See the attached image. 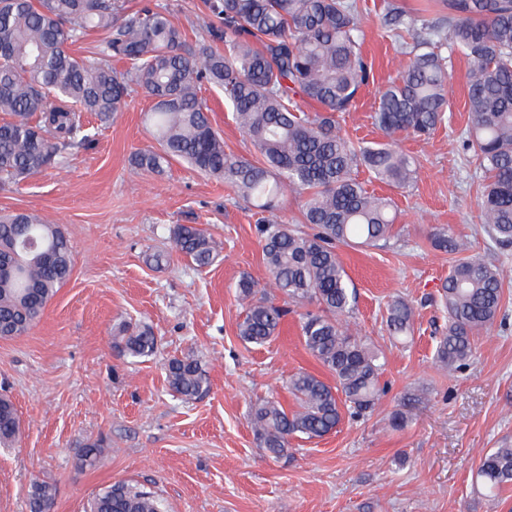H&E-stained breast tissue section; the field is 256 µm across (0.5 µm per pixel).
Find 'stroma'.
<instances>
[{
  "label": "stroma",
  "mask_w": 512,
  "mask_h": 512,
  "mask_svg": "<svg viewBox=\"0 0 512 512\" xmlns=\"http://www.w3.org/2000/svg\"><path fill=\"white\" fill-rule=\"evenodd\" d=\"M167 10L190 39L207 37L217 19L205 0H128ZM361 51L370 65L342 126L360 142L384 135L371 116L379 93L397 75L399 44L412 31L392 35L389 6L429 20L435 0H358ZM450 60L446 119L433 133L402 134L398 148L416 162L410 187L355 176L365 189L391 198L396 236L385 247L338 246L356 292L351 327L382 352L388 392L372 412L344 418L315 440L292 439L275 459L258 447L252 405L275 396L293 400L288 377L300 370L324 375L305 349L300 315L312 302L286 307L279 332L253 346L238 336L244 317L236 285L249 277L271 292L257 232L260 215L223 181L174 160L159 173L136 168V153L156 148L145 120L151 100L130 94L110 125L85 123L95 134L87 149L19 183L0 187V210H25L59 224L74 267L41 319L27 334L0 339V393L17 409V443L0 446V512H29L33 482L56 488L55 512H86L102 489L129 482L156 492L167 512H512V486L492 499L474 480L487 452L512 443V246L502 247L478 223L483 180L463 149L469 121L468 61L447 47ZM214 128L226 151L257 161L259 154L237 128L222 89L202 85ZM196 224L217 243L209 267L196 268L178 253L173 230ZM469 257L503 268L504 322L481 332L462 370L434 359L447 319L439 290L454 256L431 243L441 228ZM163 253L161 262L150 259ZM403 298L415 309L413 327L394 336L387 306ZM149 326L157 338L152 356L123 358L112 348L120 323ZM194 355L209 390L185 401L166 381L172 359ZM405 425H390L394 413ZM104 440L102 461L82 466L79 451Z\"/></svg>",
  "instance_id": "35a3bbf8"
}]
</instances>
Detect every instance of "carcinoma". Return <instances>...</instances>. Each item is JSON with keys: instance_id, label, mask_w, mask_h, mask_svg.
Instances as JSON below:
<instances>
[{"instance_id": "obj_1", "label": "carcinoma", "mask_w": 512, "mask_h": 512, "mask_svg": "<svg viewBox=\"0 0 512 512\" xmlns=\"http://www.w3.org/2000/svg\"><path fill=\"white\" fill-rule=\"evenodd\" d=\"M220 29L219 49L190 41L163 11L143 7L127 12L123 0H0V184H17L55 163L74 148L88 146L83 115L106 124L136 88L152 99L150 120L159 148L138 153L134 164L154 173L173 159L220 178L273 212L285 191L303 197L305 231L267 219L258 226L265 266L274 287L293 301L311 300L317 310L300 317L305 349L331 374V385L307 371L288 378L295 401H257L251 423L259 447L279 458L295 437L321 438L339 425L342 411L371 412L385 396L384 364L370 343L343 326L353 308L348 275L336 245L375 247L390 238L392 204L369 193L354 176L365 167L377 179L404 188L416 172L414 161L391 144L364 145L343 136L339 118L350 111L370 70L360 51L356 0H209ZM448 18L423 20L409 64L382 92L373 119L388 136L426 135L443 121L447 106V59L437 47L452 42L469 59V126L466 149L484 174L481 224L496 244L512 245V0H443ZM102 36L91 56L72 47L86 32ZM129 69L120 74L112 59ZM208 83L224 89L241 132L260 155L248 162L224 150L199 90ZM321 106L300 110L296 96ZM175 248L202 269L215 256L214 242L194 224L173 231ZM432 244L450 254L463 245L448 232ZM0 328L3 338L26 334L71 277L69 240L59 226L28 212L0 213ZM504 271L479 258L450 267L440 298L448 322L436 360L460 369L473 354L474 337L493 325L503 307ZM238 297L245 316L238 337L261 346L275 336L288 310L254 283L241 279ZM414 308L403 298L387 308V326L408 333ZM157 340L148 327H119L112 348L121 356L151 355ZM170 389L185 399L209 388L193 357L172 360ZM20 419L12 399L0 394V446L14 444ZM105 451L98 440L83 448L81 465H97ZM477 481L491 494L512 484V445L482 457ZM56 490L35 483L30 512L55 504ZM89 512H165L152 492L114 484L98 493Z\"/></svg>"}]
</instances>
